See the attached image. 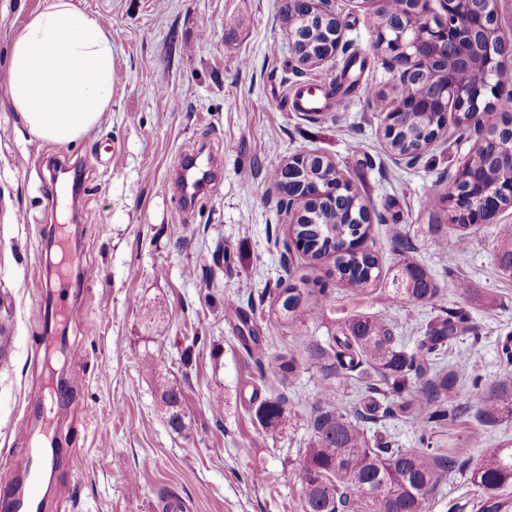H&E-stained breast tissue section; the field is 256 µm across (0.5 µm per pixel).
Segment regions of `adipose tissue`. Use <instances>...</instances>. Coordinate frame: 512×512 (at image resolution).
Instances as JSON below:
<instances>
[{"mask_svg":"<svg viewBox=\"0 0 512 512\" xmlns=\"http://www.w3.org/2000/svg\"><path fill=\"white\" fill-rule=\"evenodd\" d=\"M7 103L35 139L66 145L112 105V39L73 0H48L15 30Z\"/></svg>","mask_w":512,"mask_h":512,"instance_id":"ef3b65f1","label":"adipose tissue"}]
</instances>
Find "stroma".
<instances>
[{"instance_id": "1", "label": "stroma", "mask_w": 512, "mask_h": 512, "mask_svg": "<svg viewBox=\"0 0 512 512\" xmlns=\"http://www.w3.org/2000/svg\"><path fill=\"white\" fill-rule=\"evenodd\" d=\"M112 36V106L79 140L36 152L8 107L7 52L16 27L46 0H0V475L17 482L12 460L43 408L59 446L41 512H160L177 497L189 512H302L299 465L328 382L312 369L279 387L282 430L265 431L251 394L266 396L267 363L301 337L326 341L339 323L369 312L412 344L444 311L469 313L478 339L458 341L444 361L457 373L454 406L432 423L439 447L455 451L429 512H512V489L489 500L466 470L484 445L512 443V414L478 424L463 412L474 378L507 374L501 357L512 335V277L496 259L512 231V208L469 229L456 256L427 231L449 224L439 198L478 138L449 127L414 164L395 159L382 132L393 80L373 49L374 0H333L347 45L324 64L294 70L283 0H74ZM366 66L342 108L310 118L287 100L298 86L329 90L350 57ZM195 144L208 187L183 208L173 191L182 149ZM299 153L332 161L373 218L366 245L391 274L401 243L440 288L427 304L388 294L357 295L336 279L333 258L314 262L293 238L268 170ZM78 254L93 272L78 287L81 321L58 326L82 356L84 377L69 402L51 406L50 369L69 374L67 355L49 354L45 310L58 299L50 263ZM317 277L329 295L320 316L295 323L278 315L264 289ZM488 289L471 301L460 281ZM155 312L154 322L142 317ZM249 315L262 338L246 352L236 327ZM191 362H184L185 348ZM177 378L190 428L166 427L154 376ZM370 430L393 446L418 447L412 422L380 399Z\"/></svg>"}]
</instances>
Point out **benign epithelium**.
Listing matches in <instances>:
<instances>
[{
    "label": "benign epithelium",
    "mask_w": 512,
    "mask_h": 512,
    "mask_svg": "<svg viewBox=\"0 0 512 512\" xmlns=\"http://www.w3.org/2000/svg\"><path fill=\"white\" fill-rule=\"evenodd\" d=\"M438 2L439 8L432 7ZM381 24L373 43L395 71V81L409 89L391 101L384 113L382 134L390 140L414 112L442 106L436 115V136L448 128V112L454 109L466 126L483 129L490 107L487 95L501 96L500 75L512 71V31L503 27L500 0H376ZM303 5L301 23L288 25L291 51L299 69L317 67L345 48L344 29L332 9V0H288V7ZM484 152L490 162L508 171V180L480 186L477 192L463 184V172L471 157ZM325 159L300 153L288 161L295 185L281 194V208L288 223L307 218L308 202L336 204L342 193H352L342 179L320 185L308 173ZM450 202L459 219L471 224H490L503 210L512 207V127L503 126L493 135L480 136L469 150L456 175L448 181Z\"/></svg>",
    "instance_id": "obj_1"
}]
</instances>
